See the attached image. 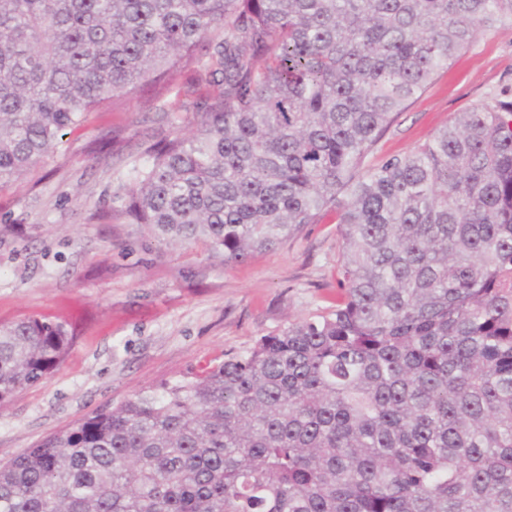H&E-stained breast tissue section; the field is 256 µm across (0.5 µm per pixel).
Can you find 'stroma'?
<instances>
[{
  "instance_id": "35a3bbf8",
  "label": "stroma",
  "mask_w": 512,
  "mask_h": 512,
  "mask_svg": "<svg viewBox=\"0 0 512 512\" xmlns=\"http://www.w3.org/2000/svg\"><path fill=\"white\" fill-rule=\"evenodd\" d=\"M512 100V24L479 34L377 140L373 165L430 141L458 113ZM146 93L89 113L13 190L0 192V322L64 324L60 367L0 406V463L96 410L189 380L289 323L334 309L342 292L335 215L249 258L168 246L148 226L106 221L131 163L174 136L185 115Z\"/></svg>"
}]
</instances>
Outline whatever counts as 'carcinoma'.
<instances>
[{"instance_id":"1","label":"carcinoma","mask_w":512,"mask_h":512,"mask_svg":"<svg viewBox=\"0 0 512 512\" xmlns=\"http://www.w3.org/2000/svg\"><path fill=\"white\" fill-rule=\"evenodd\" d=\"M512 0H0V192L196 65L192 128L113 209L224 262L336 214L343 298L0 465V512H512V101L379 136ZM72 336L0 323V405Z\"/></svg>"}]
</instances>
